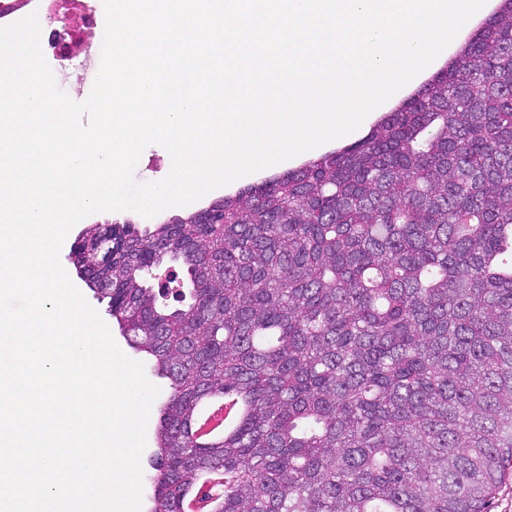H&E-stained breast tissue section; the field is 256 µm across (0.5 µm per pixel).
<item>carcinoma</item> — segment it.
Wrapping results in <instances>:
<instances>
[{
    "label": "carcinoma",
    "mask_w": 512,
    "mask_h": 512,
    "mask_svg": "<svg viewBox=\"0 0 512 512\" xmlns=\"http://www.w3.org/2000/svg\"><path fill=\"white\" fill-rule=\"evenodd\" d=\"M363 137L68 255L170 381L149 512H487L512 474V0ZM181 264L177 305L149 272ZM247 405L224 438L197 407ZM222 481L223 478L220 475H212L204 479L199 488H191L188 491L187 500L184 503V510L186 512H200L205 510L211 501H203L204 494L215 497L219 493Z\"/></svg>",
    "instance_id": "cac0c4a2"
}]
</instances>
